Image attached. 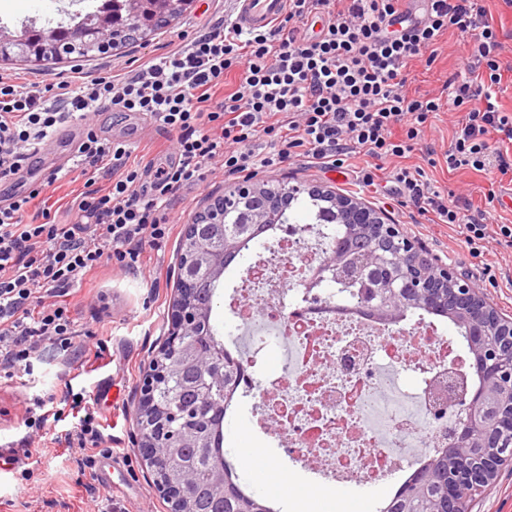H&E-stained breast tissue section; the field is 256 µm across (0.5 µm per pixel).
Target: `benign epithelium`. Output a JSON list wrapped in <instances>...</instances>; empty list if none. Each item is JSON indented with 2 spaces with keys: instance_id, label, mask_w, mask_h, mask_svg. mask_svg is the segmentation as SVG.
Returning a JSON list of instances; mask_svg holds the SVG:
<instances>
[{
  "instance_id": "7a95c632",
  "label": "benign epithelium",
  "mask_w": 512,
  "mask_h": 512,
  "mask_svg": "<svg viewBox=\"0 0 512 512\" xmlns=\"http://www.w3.org/2000/svg\"><path fill=\"white\" fill-rule=\"evenodd\" d=\"M145 0H127V15L113 18L105 15L88 27L55 28L41 32L31 39L19 38L0 29V61L14 54V49L29 57L68 55L76 50L92 49L107 53L126 41L129 29L141 26V5ZM299 186H285L279 192L262 195L265 187L251 182L236 184L231 192L214 198L206 209L187 225L185 235L196 244L197 250L177 276L176 294L168 311V332L164 342L171 345L162 358L154 359L140 388L136 410L148 415L151 432L139 436L138 450L151 469L154 486L169 512H183L189 508L191 490L184 482L167 477L174 459V449L162 453L157 444L173 435L182 414L156 401L155 386L165 380L171 367L181 358L189 340L195 339V356L213 364L223 360L224 347L212 342L199 331L204 308L197 301L194 288L197 275L194 263H203L208 276L224 274V254L234 253L236 240L224 237V222L234 219L245 224H274L288 208V202ZM333 211L323 215V223L345 227L346 236L356 233L372 234L376 246L365 256L369 266L384 267L389 275L373 296L372 303L383 313H397L419 305L448 303L452 311L467 327V344L475 366L494 379V387L484 388L485 395H500L497 421L512 425V321L495 318L486 305L477 300L479 291L469 280L459 276L455 268L430 261L421 247L402 231L400 225L388 222L381 212L347 196L334 200ZM224 238V250L210 248V238ZM460 401H466L461 395ZM468 402V401H466ZM468 427L457 443L459 455L455 466L448 469L446 492L453 512H466V501L460 497L464 486L478 487L490 481L497 473L499 448L511 443L496 439L475 414V401L468 402ZM480 452H474V449Z\"/></svg>"
}]
</instances>
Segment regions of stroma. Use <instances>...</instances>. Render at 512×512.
Returning <instances> with one entry per match:
<instances>
[{
	"instance_id": "stroma-1",
	"label": "stroma",
	"mask_w": 512,
	"mask_h": 512,
	"mask_svg": "<svg viewBox=\"0 0 512 512\" xmlns=\"http://www.w3.org/2000/svg\"><path fill=\"white\" fill-rule=\"evenodd\" d=\"M96 0H0V26L16 31L26 23L54 28L68 23L75 13L92 11ZM236 17V0H194L160 34L109 54H71L61 61L34 64L23 61L0 62V78L17 84H59L71 80V68L82 64L85 79L130 70L132 61L157 57L209 31L223 20ZM471 43L459 32L445 35L434 62L417 59L408 76V87L440 94L454 71L457 60ZM461 114L442 112L423 133L406 162L424 169L438 190L454 194L473 207L486 208L490 188L500 189L503 204L492 211L498 223L512 224V178L498 172L478 173L470 169L448 171L430 166V153L447 149ZM104 138L125 141L134 156L145 146L165 143L168 134L159 125L137 130V118L104 107L94 116ZM352 168L324 169L300 156L281 167L261 170L255 183L302 184L356 197L382 210L403 231L417 240L431 256L453 265L459 274L475 283L498 315L512 321V251L486 242L471 250L454 224H433L416 209L392 205L371 194L356 180L352 169L365 164L364 157L352 160ZM235 184L223 169L213 168L205 180L185 191L173 212L167 238L155 246H145L139 272L132 273L110 263H102L66 298L65 304L80 325L92 335L83 339L87 348L102 346L99 357L63 355L46 348L34 359L32 369L17 368L0 377V440L19 449L17 461L0 467V512H165L166 505L153 484V475L137 452L134 414L139 390L150 361L157 355L167 334V313L173 302L178 274L179 242L195 215L210 199L224 194ZM85 392L98 401L101 424L110 448L99 456L98 464H111L112 487L96 479L94 469L85 467L81 454L59 442L55 434L28 438L25 420L31 399L44 400V410L53 414L64 406L68 391ZM285 436L276 428L261 432L253 424L247 407H240L224 425V446L236 471L255 497L273 498L279 480H291L301 490L320 483L315 469L289 456ZM30 468L34 476L23 480L21 472ZM392 477L374 486L335 482L332 499L317 501V512H382L400 486ZM467 512H512V460L503 462L496 478L482 492L468 498Z\"/></svg>"
}]
</instances>
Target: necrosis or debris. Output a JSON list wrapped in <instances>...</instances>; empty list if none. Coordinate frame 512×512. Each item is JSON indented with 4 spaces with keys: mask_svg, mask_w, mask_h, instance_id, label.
Here are the masks:
<instances>
[{
    "mask_svg": "<svg viewBox=\"0 0 512 512\" xmlns=\"http://www.w3.org/2000/svg\"><path fill=\"white\" fill-rule=\"evenodd\" d=\"M329 242L326 226L284 227L233 280L229 303L250 367L240 396L277 421L290 447L329 480H371L404 466L396 447L419 438L435 446L462 422L449 399L456 356L425 318L385 332L370 318L311 303L310 270ZM269 345L281 369L256 375L251 367ZM399 367L423 371L422 383L402 391L390 376Z\"/></svg>",
    "mask_w": 512,
    "mask_h": 512,
    "instance_id": "1",
    "label": "necrosis or debris"
}]
</instances>
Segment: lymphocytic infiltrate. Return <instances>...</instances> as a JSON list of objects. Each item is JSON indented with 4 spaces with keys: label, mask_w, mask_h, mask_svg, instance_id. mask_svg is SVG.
Masks as SVG:
<instances>
[{
    "label": "lymphocytic infiltrate",
    "mask_w": 512,
    "mask_h": 512,
    "mask_svg": "<svg viewBox=\"0 0 512 512\" xmlns=\"http://www.w3.org/2000/svg\"><path fill=\"white\" fill-rule=\"evenodd\" d=\"M404 0H288L285 18L269 30L241 33L219 25L127 74L98 77L77 91L0 80V180L24 172L52 133L67 121L83 127L74 168L93 170L107 188L86 180L68 203L73 221L55 223L34 194L0 207V373L30 365L43 345L75 351L77 324L68 296L101 261L137 269L145 244L170 230V212L185 189L211 167L225 176L274 169L306 156L343 167L360 154L376 161L405 157L438 112H462L443 161L448 170L512 172V113L497 94L504 45L481 0H424L420 16ZM319 33H310L313 22ZM475 41L441 96L407 89L410 63L450 31ZM239 83L224 92V78ZM152 117L175 138L170 163L131 161L125 143L107 142L90 121L103 104ZM364 187L398 206L458 225L465 241L493 240L512 250V225L435 190L418 167L398 166L391 186L372 168ZM83 415L65 431L68 448L88 456L105 436L84 393L72 398Z\"/></svg>",
    "instance_id": "f902f5d3"
}]
</instances>
